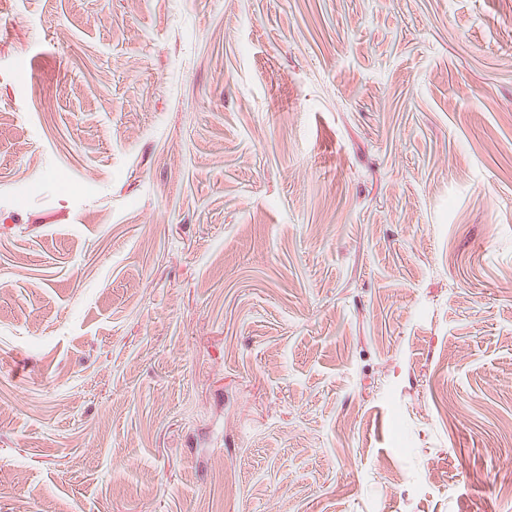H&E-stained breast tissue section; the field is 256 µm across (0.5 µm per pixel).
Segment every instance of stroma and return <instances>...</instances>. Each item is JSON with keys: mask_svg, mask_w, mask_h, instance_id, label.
I'll return each mask as SVG.
<instances>
[{"mask_svg": "<svg viewBox=\"0 0 512 512\" xmlns=\"http://www.w3.org/2000/svg\"><path fill=\"white\" fill-rule=\"evenodd\" d=\"M0 512H512V0H0Z\"/></svg>", "mask_w": 512, "mask_h": 512, "instance_id": "1", "label": "stroma"}]
</instances>
